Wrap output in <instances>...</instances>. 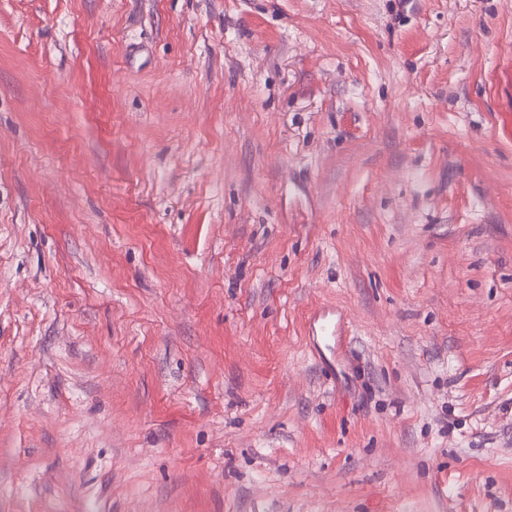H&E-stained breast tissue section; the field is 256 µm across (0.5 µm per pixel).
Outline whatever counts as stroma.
I'll return each mask as SVG.
<instances>
[{"mask_svg":"<svg viewBox=\"0 0 512 512\" xmlns=\"http://www.w3.org/2000/svg\"><path fill=\"white\" fill-rule=\"evenodd\" d=\"M0 512H512V0H0Z\"/></svg>","mask_w":512,"mask_h":512,"instance_id":"1","label":"stroma"}]
</instances>
